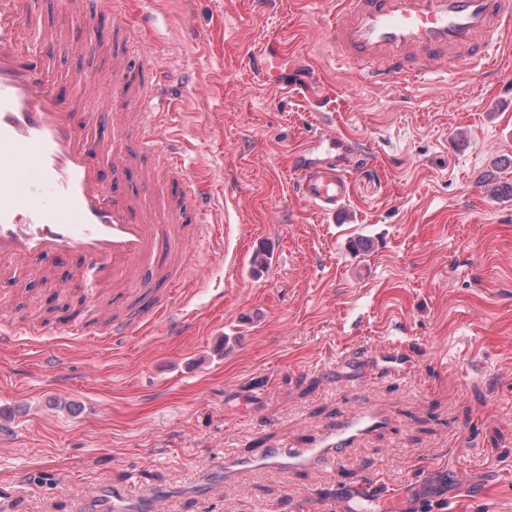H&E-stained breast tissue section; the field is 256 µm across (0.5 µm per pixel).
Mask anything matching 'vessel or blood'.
Masks as SVG:
<instances>
[{
	"instance_id": "1",
	"label": "vessel or blood",
	"mask_w": 512,
	"mask_h": 512,
	"mask_svg": "<svg viewBox=\"0 0 512 512\" xmlns=\"http://www.w3.org/2000/svg\"><path fill=\"white\" fill-rule=\"evenodd\" d=\"M512 28V0H341L328 28L327 42L342 59L371 64L380 84H406L429 69L431 62L454 58L475 66L494 67L495 50ZM50 31L33 32L27 0H0V268L35 263L53 256L81 254L82 275L94 288L120 283L135 267L155 272L139 302L108 322L107 336L121 340L137 335L144 324L184 321L186 282L179 268L165 262L174 241V225H202L200 209L175 208L158 220L144 201L119 187H108L99 158L113 171L125 169L129 153L105 152L78 114L82 96L62 94L51 79ZM275 39L253 51L250 65L266 85L280 82L281 55ZM131 57L112 61L108 85H95L93 96L107 104L124 98ZM167 96L161 79L147 95L130 105L119 123L122 137L139 132L141 151L157 150L160 133L153 111ZM349 149L330 137L311 142L296 157L299 196L325 214L343 210L349 197ZM56 199L51 207L34 203L27 173ZM378 408L343 412L336 424L310 442L285 441L259 448L248 457L225 454L210 487L222 489L243 473L261 467L285 472L317 469L341 460L358 441L384 427ZM140 502L123 490L98 491L84 512H139ZM314 512H411L408 493L393 492L382 481L366 477Z\"/></svg>"
}]
</instances>
